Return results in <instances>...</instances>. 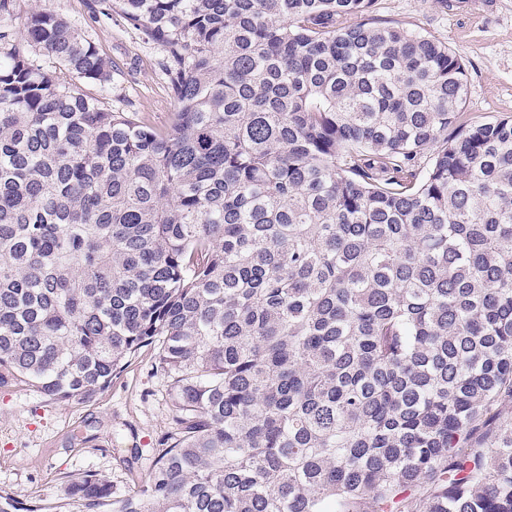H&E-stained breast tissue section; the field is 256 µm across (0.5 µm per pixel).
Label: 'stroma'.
Returning a JSON list of instances; mask_svg holds the SVG:
<instances>
[{
	"label": "stroma",
	"instance_id": "35a3bbf8",
	"mask_svg": "<svg viewBox=\"0 0 512 512\" xmlns=\"http://www.w3.org/2000/svg\"><path fill=\"white\" fill-rule=\"evenodd\" d=\"M46 3L111 59L105 96L113 111L165 126L175 102L162 47L127 27L108 0ZM370 15L461 56L470 122L512 117V0H374ZM173 431L168 378L151 347L89 402H56L24 384L0 385V487L22 501L51 503L64 480L92 470L110 479L119 500L145 485Z\"/></svg>",
	"mask_w": 512,
	"mask_h": 512
}]
</instances>
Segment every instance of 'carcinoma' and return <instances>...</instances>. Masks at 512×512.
Segmentation results:
<instances>
[{"instance_id": "carcinoma-1", "label": "carcinoma", "mask_w": 512, "mask_h": 512, "mask_svg": "<svg viewBox=\"0 0 512 512\" xmlns=\"http://www.w3.org/2000/svg\"><path fill=\"white\" fill-rule=\"evenodd\" d=\"M373 2L109 0L162 128L50 7L0 27V384L89 402L154 346L175 425L121 500L0 512H512V119Z\"/></svg>"}]
</instances>
